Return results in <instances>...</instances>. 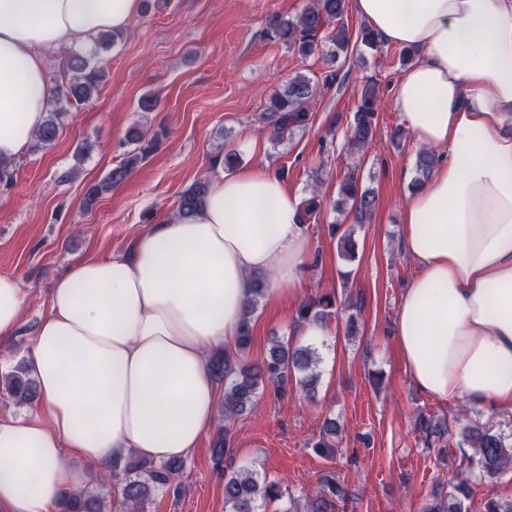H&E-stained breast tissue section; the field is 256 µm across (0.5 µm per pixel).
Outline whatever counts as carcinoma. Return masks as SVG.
I'll return each mask as SVG.
<instances>
[{
    "label": "carcinoma",
    "instance_id": "carcinoma-1",
    "mask_svg": "<svg viewBox=\"0 0 512 512\" xmlns=\"http://www.w3.org/2000/svg\"><path fill=\"white\" fill-rule=\"evenodd\" d=\"M346 11V0H312V4L296 19L273 21L270 35L302 58L310 56L327 41L331 44L332 56L335 57L347 52L351 42L349 28L343 21ZM104 76L105 71L93 64L92 59L76 53L65 56L61 84L55 94L58 107L47 113L43 126L36 134L33 150L45 149L57 139L66 115L61 104L74 102L81 105L89 102L97 94ZM335 82L334 71L325 74L320 83L303 73L291 77L283 92L274 94L266 107L265 115L271 138L279 141L293 130L306 127L311 119L309 103L317 86H327ZM376 95V88L373 86H368L361 92L359 106L353 112L347 129V144L353 151L363 149L373 141ZM127 139L134 148L118 166L88 188L85 197L87 204H92L102 193L120 185L154 150L159 133L151 134L133 128ZM434 164L433 154L422 153L418 164L420 177L414 180L412 186L425 183ZM208 188V181H196L180 196L178 208L187 212L193 211ZM376 203V195L363 187L355 169H350L339 183L336 210L350 208L360 224L372 215ZM333 308L335 297L330 294L321 295L302 303L297 309V319L319 321L332 314ZM250 341V318L246 317L237 337L235 354L224 352L208 359L213 377L224 383V425L220 426L219 439L212 448L216 466L219 468L223 466L224 456L230 453L227 439L230 424L253 405L259 386L268 384L281 391L288 386L289 377L296 374L300 375L299 385L304 389L314 382V376L309 374L316 363L314 350L281 343L271 348L269 356L262 363L252 365L244 362L242 356ZM3 391L20 402L34 399L37 389L29 371L22 369L5 379ZM415 426L424 447L434 448L440 443L448 445L447 419L433 414H421L417 417ZM342 431L343 427L336 419H325L322 439L314 445V450L319 454L325 453V450L332 447L326 438H335ZM460 436L457 447L473 450V454L463 455L466 471L491 478L512 469V443L507 442L505 434L494 426L472 423L461 430ZM181 468L182 464L178 461L159 464L130 461L123 469L109 473L107 480L121 481L123 506L129 508V512H146V506L153 494L171 488L172 480ZM468 495V480L463 479L454 487V491L436 499L424 512H467L463 499ZM279 497L280 489L277 484L261 481L253 472H233L224 476V501L229 512H257L259 501H274ZM353 499L354 494L349 487L336 478L335 473L328 472L320 478L319 490L310 501L308 512H329L339 507V504ZM59 512H112V505L98 489L84 487L65 496L59 503Z\"/></svg>",
    "mask_w": 512,
    "mask_h": 512
}]
</instances>
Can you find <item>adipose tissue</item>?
<instances>
[{
    "mask_svg": "<svg viewBox=\"0 0 512 512\" xmlns=\"http://www.w3.org/2000/svg\"><path fill=\"white\" fill-rule=\"evenodd\" d=\"M141 0H0V161L45 121L57 49L121 31ZM381 39L415 50L393 107L439 151L404 206L417 266L395 344L423 394L512 414V0H354ZM298 194L244 168L214 177L191 215L172 211L127 250L70 264L33 338L36 411L0 419V512H48L75 487L72 462L122 469L130 454L182 460L215 426L207 357L234 343L254 279L298 297L313 256ZM26 293L0 274V339Z\"/></svg>",
    "mask_w": 512,
    "mask_h": 512,
    "instance_id": "adipose-tissue-1",
    "label": "adipose tissue"
}]
</instances>
